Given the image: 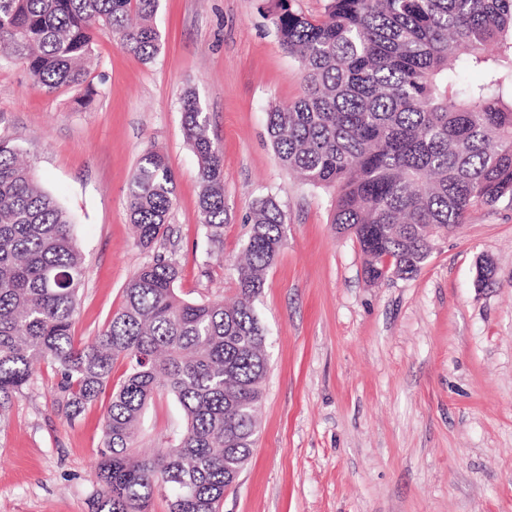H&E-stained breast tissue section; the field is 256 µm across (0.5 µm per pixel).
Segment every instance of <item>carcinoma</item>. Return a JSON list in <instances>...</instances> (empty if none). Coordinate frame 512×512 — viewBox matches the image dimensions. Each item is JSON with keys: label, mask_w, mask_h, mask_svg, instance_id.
<instances>
[{"label": "carcinoma", "mask_w": 512, "mask_h": 512, "mask_svg": "<svg viewBox=\"0 0 512 512\" xmlns=\"http://www.w3.org/2000/svg\"><path fill=\"white\" fill-rule=\"evenodd\" d=\"M159 0H0V58L26 66L32 84L94 94L86 62L102 34L144 62L160 51ZM281 45L298 57L303 93L267 111L282 164L335 191L332 227L355 237L376 283L417 275L448 231L481 207L512 201V0H326L315 19L277 0ZM477 70L473 82L466 73ZM182 128L198 160L200 224L224 237V157L196 96L181 98ZM175 199L164 154L144 155L127 211L141 246L167 232ZM246 258L230 304L179 294L180 264L157 253L124 289L94 339L72 328L86 276L73 220L41 189L16 148L0 141V428L36 366L58 377L57 410L72 419L127 369L102 421L92 512H220L258 435L268 371L254 311L285 235L271 195L249 213ZM166 393L182 429L138 453L142 417Z\"/></svg>", "instance_id": "1"}]
</instances>
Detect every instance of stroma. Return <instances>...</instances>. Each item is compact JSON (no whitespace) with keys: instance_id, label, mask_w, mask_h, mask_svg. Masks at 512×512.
<instances>
[{"instance_id":"1","label":"stroma","mask_w":512,"mask_h":512,"mask_svg":"<svg viewBox=\"0 0 512 512\" xmlns=\"http://www.w3.org/2000/svg\"><path fill=\"white\" fill-rule=\"evenodd\" d=\"M276 0H159L161 51L149 63L112 36L89 64L96 93L34 88L0 59V138L16 145L42 189L74 217L87 268L73 327L97 336L154 252L182 267L181 294L224 301L245 247L253 201L273 194L286 238L255 313L269 371L260 429L222 512H512V203L460 225L416 276L365 280L354 237L331 229V190L285 169L267 109L303 91L297 58L275 34ZM195 93L223 150L228 220L210 251L199 222L198 161L180 99ZM163 153L175 175L169 230L142 248L127 188L140 159ZM495 264L491 287L475 265ZM55 373L41 364L0 430V512H90L106 400L58 412ZM181 424L157 398L140 452Z\"/></svg>"}]
</instances>
